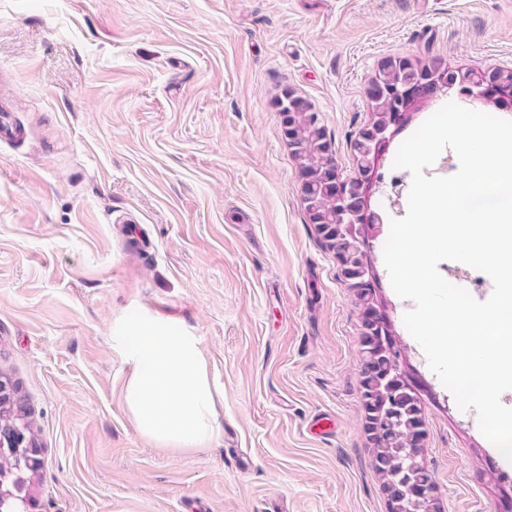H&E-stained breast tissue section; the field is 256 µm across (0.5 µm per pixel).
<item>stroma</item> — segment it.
Listing matches in <instances>:
<instances>
[{"mask_svg":"<svg viewBox=\"0 0 512 512\" xmlns=\"http://www.w3.org/2000/svg\"><path fill=\"white\" fill-rule=\"evenodd\" d=\"M388 59L512 69V0H0V372L42 450L35 512H389L362 402L356 292L306 213L278 101L321 117L344 175ZM457 91L419 103L400 144ZM443 512L512 481L403 323ZM140 310L198 336L207 448H160L124 403L113 340Z\"/></svg>","mask_w":512,"mask_h":512,"instance_id":"1","label":"stroma"}]
</instances>
